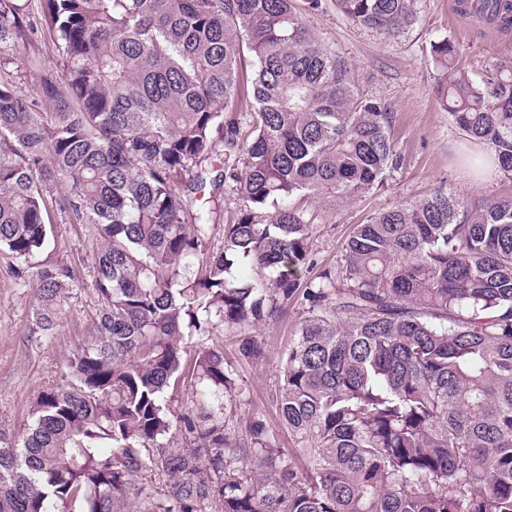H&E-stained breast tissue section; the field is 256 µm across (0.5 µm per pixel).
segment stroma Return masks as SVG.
Instances as JSON below:
<instances>
[{"label": "stroma", "instance_id": "stroma-1", "mask_svg": "<svg viewBox=\"0 0 512 512\" xmlns=\"http://www.w3.org/2000/svg\"><path fill=\"white\" fill-rule=\"evenodd\" d=\"M450 0H419L415 23L395 38L354 25L336 6L324 0L311 26L319 41L344 58L357 88L377 99L394 115L391 137L401 164L385 189L371 192L332 211L319 225L315 240L319 266L336 264L355 225L406 201L418 200L439 189L477 203L488 197H512V179L493 175L476 179L465 161L471 150L434 93L445 75L430 56L431 43L448 39L459 50L457 65L470 75L487 76L492 64L512 63V32L461 16H451ZM96 240L89 225L58 223L54 246L38 255V262H68L79 266L81 283L62 303L56 327L49 336L29 333L36 305L31 286L15 277L19 261L0 251V430L22 435L32 423L31 406L47 387L60 384L71 353L88 336L99 301L90 260ZM299 318L288 310L259 326L266 344L263 360L240 362L244 404L233 405L232 419L245 423L258 416L276 428L287 453L296 448L278 416L280 357L297 329Z\"/></svg>", "mask_w": 512, "mask_h": 512}]
</instances>
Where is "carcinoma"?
<instances>
[{"label": "carcinoma", "instance_id": "1", "mask_svg": "<svg viewBox=\"0 0 512 512\" xmlns=\"http://www.w3.org/2000/svg\"><path fill=\"white\" fill-rule=\"evenodd\" d=\"M418 0H336L387 37ZM460 12L512 29L502 0ZM323 0H0V249L31 265L55 242L53 215L91 224L100 308L43 391L34 425L0 430V512H512V198L435 191L358 224L335 267L314 271L326 203L385 188L400 155L393 114L321 47ZM49 36L62 71L19 43ZM438 98L512 177V65L480 82L453 70ZM251 57L252 75L242 69ZM252 100L249 112L240 110ZM240 208L224 225V194ZM244 263L256 278H239ZM31 332L49 336L80 283L35 266ZM299 310L282 354L280 420L305 459L243 398L224 348L197 345L195 408L172 414L188 345L222 326L256 361L249 328ZM176 431L184 447L169 446ZM167 477L165 486L157 478ZM37 55L42 59L43 64L46 67L55 69L59 67V58L57 53L55 52L52 43L50 41L42 40L36 43L35 47H31L29 45L20 44L19 48L13 51L14 57H16V62L21 66L22 72L24 71V77L21 81V90L26 93H32L35 91L36 78L33 76V72L25 73V68H23V63L26 61L28 55Z\"/></svg>", "mask_w": 512, "mask_h": 512}]
</instances>
